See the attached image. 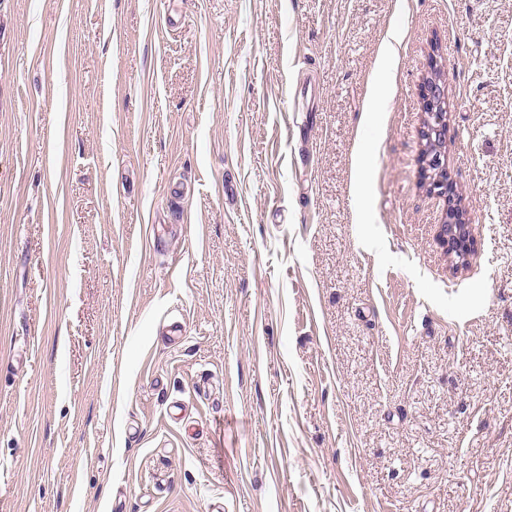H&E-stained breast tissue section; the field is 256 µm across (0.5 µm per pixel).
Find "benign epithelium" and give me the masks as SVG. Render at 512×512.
Here are the masks:
<instances>
[{
    "label": "benign epithelium",
    "instance_id": "7a95c632",
    "mask_svg": "<svg viewBox=\"0 0 512 512\" xmlns=\"http://www.w3.org/2000/svg\"><path fill=\"white\" fill-rule=\"evenodd\" d=\"M420 100L424 119L420 131L421 179L426 190L444 198L445 212L439 224L438 237L448 256L463 265L474 248L470 225L466 224L461 201L455 194L448 176L445 147L448 140V84L446 72L438 60H433L420 85Z\"/></svg>",
    "mask_w": 512,
    "mask_h": 512
}]
</instances>
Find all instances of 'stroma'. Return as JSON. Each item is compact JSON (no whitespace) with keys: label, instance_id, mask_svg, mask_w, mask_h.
Here are the masks:
<instances>
[{"label":"stroma","instance_id":"1","mask_svg":"<svg viewBox=\"0 0 512 512\" xmlns=\"http://www.w3.org/2000/svg\"><path fill=\"white\" fill-rule=\"evenodd\" d=\"M0 512H512V0H0ZM404 39V33L399 28H390L381 43L379 61L382 66L391 63L398 54V49ZM419 91L424 112L420 131L421 179L429 193L444 198L446 208L439 224L438 237L448 256L457 265H464L474 248V239L470 225L466 224L461 201L448 176L444 151L448 140V84L444 67L436 57L432 61L430 73L423 78ZM432 145L436 151L432 149Z\"/></svg>","mask_w":512,"mask_h":512}]
</instances>
